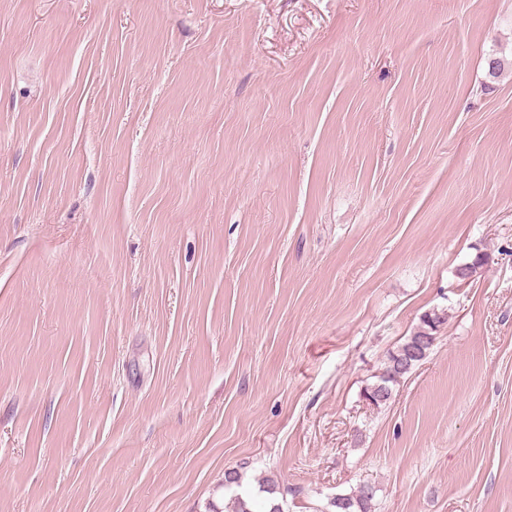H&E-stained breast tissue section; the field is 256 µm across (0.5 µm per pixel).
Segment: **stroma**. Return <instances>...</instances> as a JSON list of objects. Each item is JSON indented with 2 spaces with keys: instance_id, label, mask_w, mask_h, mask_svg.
Instances as JSON below:
<instances>
[{
  "instance_id": "obj_1",
  "label": "stroma",
  "mask_w": 512,
  "mask_h": 512,
  "mask_svg": "<svg viewBox=\"0 0 512 512\" xmlns=\"http://www.w3.org/2000/svg\"><path fill=\"white\" fill-rule=\"evenodd\" d=\"M239 466L512 512V0H0V512ZM444 322L445 314L442 310L433 309L425 313L410 336L395 351L389 353L378 381L367 389L368 398L376 406L386 404L391 398L393 387L427 358L434 345L422 350L419 344L426 340H436L435 333Z\"/></svg>"
}]
</instances>
